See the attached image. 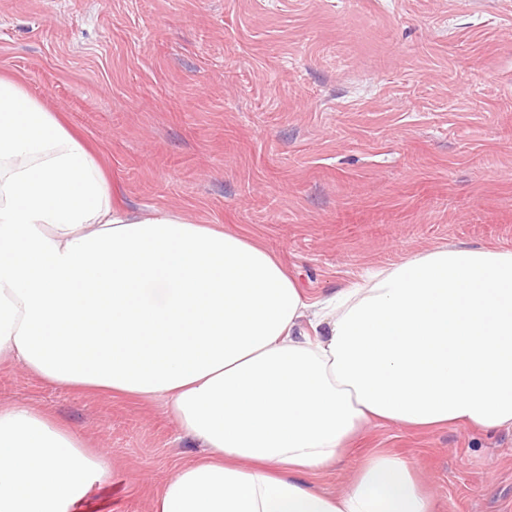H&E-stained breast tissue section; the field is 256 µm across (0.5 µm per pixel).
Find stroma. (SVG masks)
<instances>
[{
  "label": "stroma",
  "instance_id": "35a3bbf8",
  "mask_svg": "<svg viewBox=\"0 0 512 512\" xmlns=\"http://www.w3.org/2000/svg\"><path fill=\"white\" fill-rule=\"evenodd\" d=\"M93 151L112 203L243 232L305 295L438 245L512 249V0H0V74ZM0 404L112 461L77 512H152L204 450L162 401L0 367ZM437 512H512V429L370 423Z\"/></svg>",
  "mask_w": 512,
  "mask_h": 512
}]
</instances>
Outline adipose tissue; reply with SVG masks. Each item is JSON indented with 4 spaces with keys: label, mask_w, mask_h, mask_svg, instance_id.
I'll use <instances>...</instances> for the list:
<instances>
[{
    "label": "adipose tissue",
    "mask_w": 512,
    "mask_h": 512,
    "mask_svg": "<svg viewBox=\"0 0 512 512\" xmlns=\"http://www.w3.org/2000/svg\"><path fill=\"white\" fill-rule=\"evenodd\" d=\"M161 399L206 448L153 512H434L370 422L512 428V250L441 245L308 299L251 237L112 204L87 145L0 74V364ZM110 472L48 411L0 405V512H71Z\"/></svg>",
    "instance_id": "adipose-tissue-1"
}]
</instances>
